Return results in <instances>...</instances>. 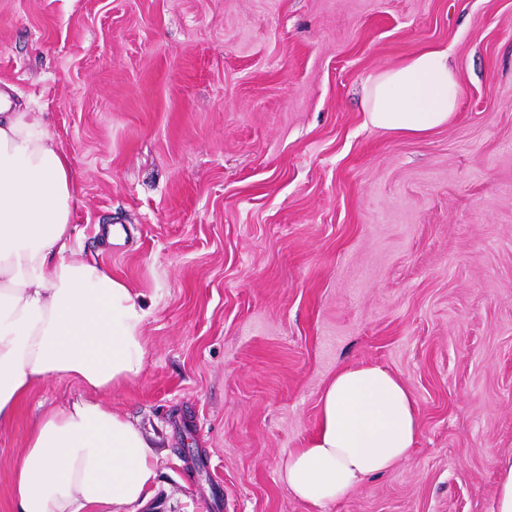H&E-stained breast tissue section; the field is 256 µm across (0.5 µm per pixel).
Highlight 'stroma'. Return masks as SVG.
<instances>
[{
  "label": "stroma",
  "mask_w": 512,
  "mask_h": 512,
  "mask_svg": "<svg viewBox=\"0 0 512 512\" xmlns=\"http://www.w3.org/2000/svg\"><path fill=\"white\" fill-rule=\"evenodd\" d=\"M446 48L425 137L366 124L383 65ZM47 115L75 258L150 313L142 377L101 394L161 438L143 512H316L279 479L342 367L419 406L411 457L324 512H492L512 457V0H0V89ZM121 238L107 240V225ZM0 427V512L42 409Z\"/></svg>",
  "instance_id": "obj_1"
}]
</instances>
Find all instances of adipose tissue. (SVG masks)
Returning <instances> with one entry per match:
<instances>
[{
  "instance_id": "obj_1",
  "label": "adipose tissue",
  "mask_w": 512,
  "mask_h": 512,
  "mask_svg": "<svg viewBox=\"0 0 512 512\" xmlns=\"http://www.w3.org/2000/svg\"><path fill=\"white\" fill-rule=\"evenodd\" d=\"M448 51L426 47L371 74V126L422 137L458 110ZM70 157L43 113L0 92V425L48 378L78 381L87 396L32 421L12 472L14 512H140L156 488L157 441L99 399L145 369L142 294L94 259L75 260ZM420 434L406 383L375 363L339 369L308 447L289 451L280 478L320 508L409 459Z\"/></svg>"
}]
</instances>
